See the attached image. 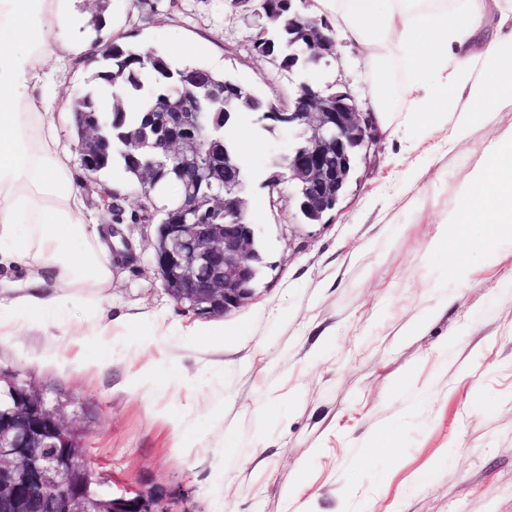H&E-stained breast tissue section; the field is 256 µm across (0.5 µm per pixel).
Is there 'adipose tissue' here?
Segmentation results:
<instances>
[{
	"instance_id": "adipose-tissue-1",
	"label": "adipose tissue",
	"mask_w": 512,
	"mask_h": 512,
	"mask_svg": "<svg viewBox=\"0 0 512 512\" xmlns=\"http://www.w3.org/2000/svg\"><path fill=\"white\" fill-rule=\"evenodd\" d=\"M336 27L379 73L409 70L402 92L416 105L454 97L455 116L436 125L448 147L463 143L474 120L496 121L491 105L512 103V0H323ZM65 0H0V260L26 267L0 277V334L41 328L67 313L74 288H104L112 266L101 260L112 230L92 222L71 183L66 157L54 147L50 102L38 91L45 64L74 54L89 68L108 30L82 31ZM486 112H477V105ZM477 186L439 225L455 267L483 245L512 234V125L497 129L471 169ZM86 242L74 253V241Z\"/></svg>"
}]
</instances>
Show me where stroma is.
<instances>
[{"instance_id": "1", "label": "stroma", "mask_w": 512, "mask_h": 512, "mask_svg": "<svg viewBox=\"0 0 512 512\" xmlns=\"http://www.w3.org/2000/svg\"><path fill=\"white\" fill-rule=\"evenodd\" d=\"M116 44L163 47L287 104L300 83L370 104L375 70L345 41L316 70H283L253 48L258 0H72ZM43 94L70 114L89 73L52 63ZM391 119L337 207L303 221L282 172L298 130L258 128L245 195L262 247L253 298L216 317L183 312L153 262L158 211L121 172L89 178L71 125V181L99 223L111 191L135 260L114 269L62 326L0 335V370L75 421L99 492L157 512H512V235L448 265L437 223L467 190L491 135L437 147L428 116ZM112 318L108 345L91 335ZM219 339L191 337L194 329ZM171 377L167 390L153 384Z\"/></svg>"}]
</instances>
